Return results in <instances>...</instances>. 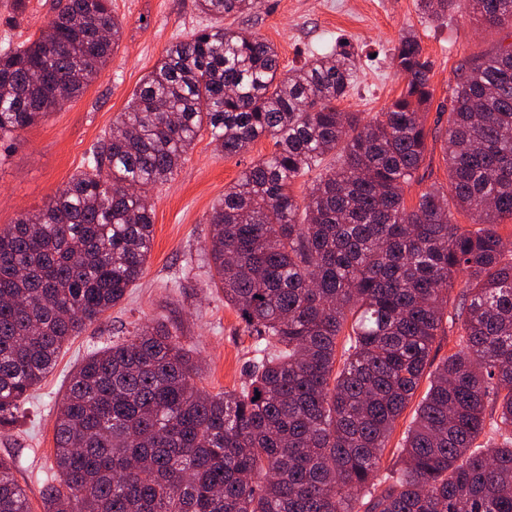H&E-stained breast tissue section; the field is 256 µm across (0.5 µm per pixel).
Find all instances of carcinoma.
I'll use <instances>...</instances> for the list:
<instances>
[{"label": "carcinoma", "instance_id": "obj_1", "mask_svg": "<svg viewBox=\"0 0 512 512\" xmlns=\"http://www.w3.org/2000/svg\"><path fill=\"white\" fill-rule=\"evenodd\" d=\"M417 2L427 19L456 9L512 27V0ZM260 4L196 0L213 23L166 50L43 209L0 229V424L141 279L145 198L201 129L227 157L264 137L271 151L212 207L206 254L212 287L255 338L247 380L204 393L198 362L162 324L90 352L57 413L61 484L46 485L44 512H512V252L499 231L512 220V44L458 67L449 188L409 207L433 97L417 36L391 56L403 91L366 121L336 106L360 68L347 42L281 75L273 45L222 24ZM49 26L50 42L0 48L1 145L77 98L121 37L112 0H65ZM329 155L336 165L296 196L295 180ZM455 326L457 351L432 366ZM0 512H29L2 458ZM428 385V379L425 377L421 383L420 389L413 401L407 406L402 415L399 417L395 424V429L390 437L388 447L384 452L382 470L390 467L396 459L397 449L400 447L401 441L404 438V433L407 427L410 425L412 418L415 414V409L418 401L425 392Z\"/></svg>", "mask_w": 512, "mask_h": 512}]
</instances>
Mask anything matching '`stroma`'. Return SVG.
<instances>
[{
  "label": "stroma",
  "instance_id": "obj_1",
  "mask_svg": "<svg viewBox=\"0 0 512 512\" xmlns=\"http://www.w3.org/2000/svg\"><path fill=\"white\" fill-rule=\"evenodd\" d=\"M59 0H0V45L38 37ZM122 25L117 49L98 78L74 100L63 103L26 129L0 160V228L24 213L41 210L55 192L82 170L93 145L125 111L132 93L175 41L205 26L195 0H112ZM234 27L271 43L281 71L300 67L336 41H346L360 62L359 78L338 107L369 118L386 109L405 86L391 65L400 36L414 32L429 58L433 98L425 112L428 153L423 178L405 190L407 205L432 184L447 185L442 133L448 125V87L467 59L512 43V29L488 27L458 11L439 20L422 18L416 0H264L259 11L235 17ZM258 139L235 157L220 152L201 131L180 168L150 192L154 240L143 277L119 305L72 339L54 371L37 385L18 421L0 425V458L13 461L31 512H43L42 493L55 478L56 412L70 373L84 355L128 336L135 326L160 322L178 326L215 394L239 389L255 352L253 339L222 292L209 283L205 252L213 204L252 161L270 152Z\"/></svg>",
  "mask_w": 512,
  "mask_h": 512
}]
</instances>
